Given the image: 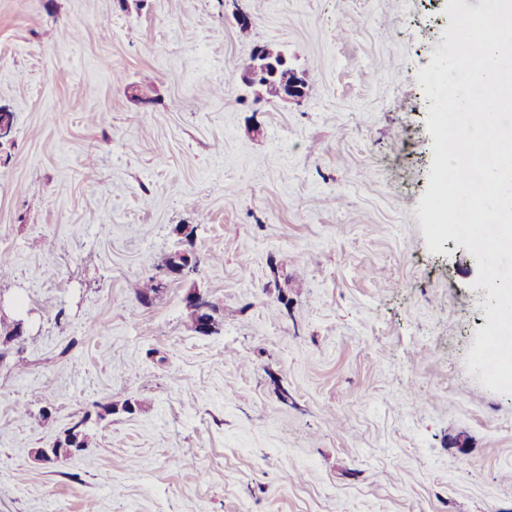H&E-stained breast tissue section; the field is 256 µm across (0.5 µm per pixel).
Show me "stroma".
I'll return each instance as SVG.
<instances>
[{
    "label": "stroma",
    "instance_id": "stroma-1",
    "mask_svg": "<svg viewBox=\"0 0 512 512\" xmlns=\"http://www.w3.org/2000/svg\"><path fill=\"white\" fill-rule=\"evenodd\" d=\"M446 4L0 0V512H512V395L467 361L489 290L419 218ZM262 45L301 101L242 83ZM85 415V452L31 457ZM187 258L189 254L186 249H179L170 256L168 266L162 269V284L167 285L168 274L185 278L195 271ZM186 303L188 310L195 313L196 320L191 322L193 331L204 335L217 334L220 331L217 324L204 316L212 305L211 316L216 323H219L217 307L210 302L204 292L198 288L191 289L187 295ZM198 317H201L199 321L197 320Z\"/></svg>",
    "mask_w": 512,
    "mask_h": 512
}]
</instances>
